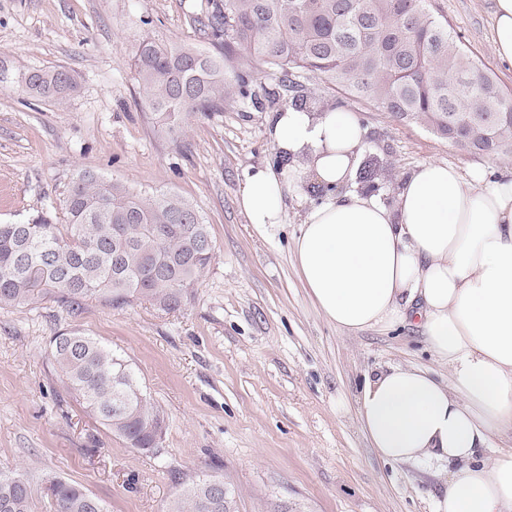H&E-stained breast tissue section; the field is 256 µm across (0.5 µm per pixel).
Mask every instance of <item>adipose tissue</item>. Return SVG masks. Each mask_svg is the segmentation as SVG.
Instances as JSON below:
<instances>
[{"label": "adipose tissue", "instance_id": "ef3b65f1", "mask_svg": "<svg viewBox=\"0 0 512 512\" xmlns=\"http://www.w3.org/2000/svg\"><path fill=\"white\" fill-rule=\"evenodd\" d=\"M495 57L512 64V0H494ZM352 113L292 108L274 120L283 156L310 152L317 183L344 182L362 142ZM285 174L247 172L237 204L250 223H282ZM297 273L340 329L417 322L450 383L394 365L369 379L360 416L389 462L449 465L432 512H512V450L487 457L490 436L512 428V176L465 177L429 161L388 208L358 192L308 213L294 241Z\"/></svg>", "mask_w": 512, "mask_h": 512}]
</instances>
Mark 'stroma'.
Instances as JSON below:
<instances>
[{
	"label": "stroma",
	"mask_w": 512,
	"mask_h": 512,
	"mask_svg": "<svg viewBox=\"0 0 512 512\" xmlns=\"http://www.w3.org/2000/svg\"><path fill=\"white\" fill-rule=\"evenodd\" d=\"M512 93V66L498 61L494 0H428ZM213 0H0V224L37 212L62 216L76 175L91 169L133 191H168L208 224L214 254L181 309L146 301L115 307L90 297L70 307L47 295L0 308V470L30 482L36 512L55 475L84 486L107 512H165L184 476L208 472L234 495L236 512H432L447 466L391 464L371 447L358 408L365 382L393 364L447 377L417 325L351 332L329 324L295 269L292 245L319 199L308 159L279 158L269 131L288 107L280 75L255 58L230 69L257 76V104L237 94L218 112L192 113L171 134L142 106L132 58L145 34L198 48V20ZM66 69L77 82L64 102L22 81L30 69ZM347 108L365 130L359 161L380 171L376 199L421 163L469 171L512 170L506 156L460 150L415 122L355 97ZM298 173L285 220L249 223L237 206L244 173ZM91 336L124 359L164 410L162 447L144 451L90 417L56 368L50 341Z\"/></svg>",
	"instance_id": "obj_1"
}]
</instances>
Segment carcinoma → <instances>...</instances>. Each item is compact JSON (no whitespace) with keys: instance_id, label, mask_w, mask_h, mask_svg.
Segmentation results:
<instances>
[{"instance_id":"obj_1","label":"carcinoma","mask_w":512,"mask_h":512,"mask_svg":"<svg viewBox=\"0 0 512 512\" xmlns=\"http://www.w3.org/2000/svg\"><path fill=\"white\" fill-rule=\"evenodd\" d=\"M202 25L212 49L146 35L133 57L142 103L175 134L193 112H218L224 94L249 95L250 76L229 77L224 59L244 51L281 72L291 92L299 71L317 72L344 94L421 124L471 153L512 152V94L426 0H217ZM26 87L54 101L76 89L65 70H29ZM65 223L37 213L0 224V307L52 295L74 305L88 297L114 305L151 302L166 312L188 299L209 266V225L180 196L142 195L93 170L79 172L63 201ZM52 356L86 411L132 448L160 447L165 421L133 369L79 332L52 340ZM208 474L181 482L166 512H236L215 498ZM54 512H106L82 485L47 479ZM0 512H35L22 474L0 471Z\"/></svg>"}]
</instances>
